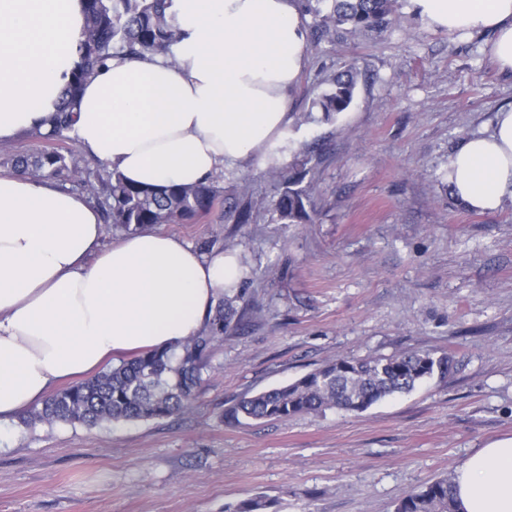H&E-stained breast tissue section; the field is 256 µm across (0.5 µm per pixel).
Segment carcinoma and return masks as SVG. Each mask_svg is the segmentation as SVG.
<instances>
[{
  "label": "carcinoma",
  "instance_id": "cac0c4a2",
  "mask_svg": "<svg viewBox=\"0 0 512 512\" xmlns=\"http://www.w3.org/2000/svg\"><path fill=\"white\" fill-rule=\"evenodd\" d=\"M84 29L80 61L71 81L61 91L46 129L31 137L42 148L12 155L4 164L38 179L64 187L81 182L86 194L101 207L115 229L129 231L160 224H195L208 214L215 200L212 181L194 185L172 184L144 188L128 183L105 168H93L86 156L66 146L80 111V93L107 61L115 57H174L181 37L172 0H83ZM321 36L330 42L336 34L383 32L393 21L399 0H306ZM359 72L350 64L330 80L331 89L312 103L311 111L330 121L352 104ZM311 158L298 156L279 172L281 190L272 221L277 224L312 222L313 201L303 181ZM236 224L250 221V205L233 201L226 212ZM244 294L224 289L213 315L193 336L162 351L148 350L112 365L86 380L62 388L42 407L27 412L21 425L37 422L82 425L162 419L193 408L205 375L211 370L215 345L232 324H240L246 307L238 306ZM448 356L430 350H411L389 356L338 358L280 387L244 395L224 409V419L286 420L298 414L336 409L362 412L389 397L409 393L434 376L446 378ZM272 503L255 496L224 512H268ZM395 512H458L453 476L448 475L403 497Z\"/></svg>",
  "mask_w": 512,
  "mask_h": 512
}]
</instances>
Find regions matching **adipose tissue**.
Returning a JSON list of instances; mask_svg holds the SVG:
<instances>
[{"label":"adipose tissue","mask_w":512,"mask_h":512,"mask_svg":"<svg viewBox=\"0 0 512 512\" xmlns=\"http://www.w3.org/2000/svg\"><path fill=\"white\" fill-rule=\"evenodd\" d=\"M430 27L488 31L512 71V0H410ZM173 58L115 59L88 80L73 136L109 170L148 186L194 184L218 167L277 163L307 41L296 0H173ZM81 0H0V143L37 127L71 78ZM448 183L469 209L512 200V108L466 140ZM99 214L47 179L0 174V429L107 361L195 334L237 256L200 252L151 228L104 244ZM460 512H512V437L457 470Z\"/></svg>","instance_id":"1"}]
</instances>
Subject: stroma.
I'll return each mask as SVG.
<instances>
[{
  "label": "stroma",
  "instance_id": "1",
  "mask_svg": "<svg viewBox=\"0 0 512 512\" xmlns=\"http://www.w3.org/2000/svg\"><path fill=\"white\" fill-rule=\"evenodd\" d=\"M491 40L432 28L406 2L383 33L308 38L288 136L272 151L310 156L311 223L272 222L279 180L246 163L217 173L198 223L163 227L246 264L249 307L217 346L194 409L95 428L13 424L0 512H224L255 496L270 512H395L512 437V201L480 213L447 189L455 149L512 105V73ZM351 63V107L308 119ZM229 197L251 203V223L227 220ZM416 349L448 354V378L359 413L222 417L231 399L337 358Z\"/></svg>",
  "mask_w": 512,
  "mask_h": 512
}]
</instances>
